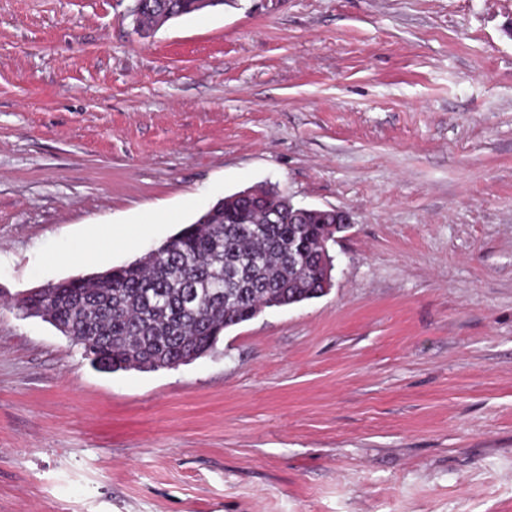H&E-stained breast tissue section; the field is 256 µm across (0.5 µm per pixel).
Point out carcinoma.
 <instances>
[{"label": "carcinoma", "instance_id": "obj_1", "mask_svg": "<svg viewBox=\"0 0 512 512\" xmlns=\"http://www.w3.org/2000/svg\"><path fill=\"white\" fill-rule=\"evenodd\" d=\"M142 2L145 32L167 8L181 17L207 8L200 0ZM257 190L262 197L234 193L228 203L217 201L153 257L32 289L15 307L48 321L110 372L199 358L257 307L318 297L323 259L310 245L334 219L299 224L288 196L273 186Z\"/></svg>", "mask_w": 512, "mask_h": 512}]
</instances>
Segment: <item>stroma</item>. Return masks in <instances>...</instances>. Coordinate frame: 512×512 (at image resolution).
<instances>
[{
	"label": "stroma",
	"mask_w": 512,
	"mask_h": 512,
	"mask_svg": "<svg viewBox=\"0 0 512 512\" xmlns=\"http://www.w3.org/2000/svg\"><path fill=\"white\" fill-rule=\"evenodd\" d=\"M132 5L0 0V512H512V0ZM265 184L349 214L330 289L195 361L13 306ZM133 2L134 6L131 10V15L136 18L141 11L139 16V25L143 31L148 32L154 30L156 25L165 15L162 13L163 10L167 8L173 10L174 14L183 17L202 11L208 7L226 4L228 1L223 0L210 4L200 3L201 1L199 0H134Z\"/></svg>",
	"instance_id": "stroma-1"
}]
</instances>
